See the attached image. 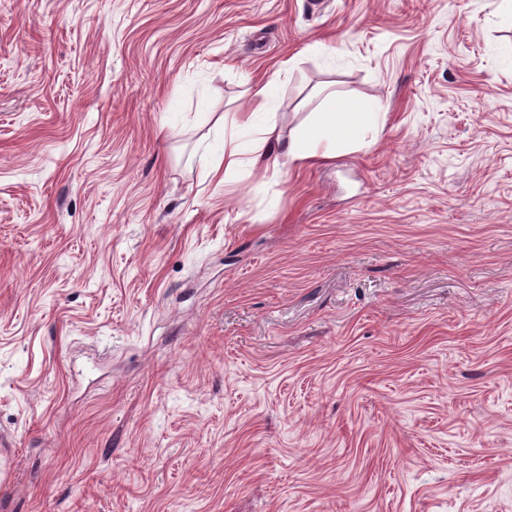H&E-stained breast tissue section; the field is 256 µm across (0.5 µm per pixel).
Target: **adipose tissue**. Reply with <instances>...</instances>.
Returning <instances> with one entry per match:
<instances>
[{
	"label": "adipose tissue",
	"instance_id": "1",
	"mask_svg": "<svg viewBox=\"0 0 512 512\" xmlns=\"http://www.w3.org/2000/svg\"><path fill=\"white\" fill-rule=\"evenodd\" d=\"M251 108L233 121L218 118L223 129L221 150L200 143L198 150L212 176L226 177L243 166L280 170L285 165H306L319 158L335 157L337 151L360 144L363 132L379 126L383 114L371 104L347 98L327 97L301 126L284 134L272 112L276 99L274 83L251 89ZM246 129L252 134L250 147H243L237 135Z\"/></svg>",
	"mask_w": 512,
	"mask_h": 512
}]
</instances>
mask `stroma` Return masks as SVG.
I'll return each instance as SVG.
<instances>
[{"label": "stroma", "mask_w": 512, "mask_h": 512, "mask_svg": "<svg viewBox=\"0 0 512 512\" xmlns=\"http://www.w3.org/2000/svg\"><path fill=\"white\" fill-rule=\"evenodd\" d=\"M325 2L0 0V512H512V8ZM250 97V110L238 112L229 131L224 115L215 121L214 126L223 131L219 152L205 140L199 143L198 152L209 174L219 176L221 182L242 166L278 171L286 164L303 166L319 158L336 157L337 151L360 144L363 132L378 127L383 117L374 105L329 96L315 112H309L296 131L285 135L272 112L275 84L253 86ZM239 129L252 134L248 149L239 140Z\"/></svg>", "instance_id": "stroma-1"}]
</instances>
